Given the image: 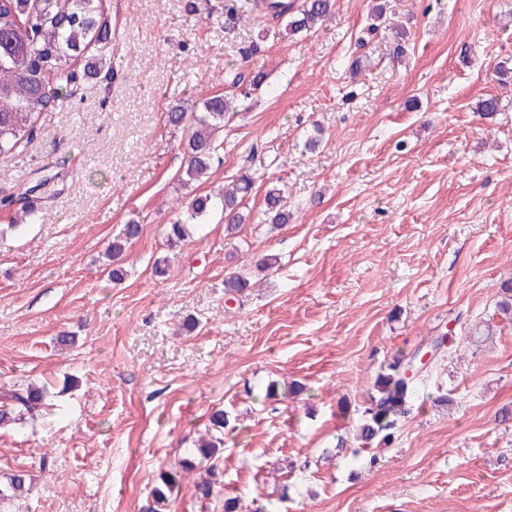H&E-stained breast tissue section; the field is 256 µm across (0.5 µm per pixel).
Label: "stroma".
Returning <instances> with one entry per match:
<instances>
[{"instance_id": "stroma-1", "label": "stroma", "mask_w": 512, "mask_h": 512, "mask_svg": "<svg viewBox=\"0 0 512 512\" xmlns=\"http://www.w3.org/2000/svg\"><path fill=\"white\" fill-rule=\"evenodd\" d=\"M369 3L336 0L324 29L265 40V17L225 29L224 0H103L108 38L72 63L70 107L0 156V198L66 160L34 193L36 219L0 206V387L53 394L44 419L0 429V480L30 485L0 512H144L182 461L170 512H200L196 446L217 409V489L246 512H512V320L497 309L512 284V77L496 69L512 67V0H388L409 31L401 56L380 34L359 46ZM255 40L264 85L226 115L206 178L183 185L185 133L166 113L228 94ZM244 172L257 181L235 237L214 212L168 244L178 204ZM272 187L280 228L259 221ZM130 223L141 234L115 282L103 253ZM266 255L277 263L258 271ZM231 272L249 288L227 294ZM448 330L366 466L353 434L381 365ZM294 383L296 398L265 400Z\"/></svg>"}]
</instances>
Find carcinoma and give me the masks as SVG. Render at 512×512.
Instances as JSON below:
<instances>
[{"label": "carcinoma", "instance_id": "cac0c4a2", "mask_svg": "<svg viewBox=\"0 0 512 512\" xmlns=\"http://www.w3.org/2000/svg\"><path fill=\"white\" fill-rule=\"evenodd\" d=\"M251 8L274 20H284L282 27L273 31L276 38L295 36L320 28L332 12L333 0H254ZM245 19L241 0H224V28H235ZM391 32L395 49L404 51L408 38L405 28L390 23L386 8L379 4L370 14L366 34L373 36L379 28ZM108 29L101 11L100 0H0V155L8 156L22 143L29 142L37 131L39 118L48 111L50 103L70 106V85L74 73L67 65L84 54L96 41L107 39ZM261 71L237 68L233 72L231 87L238 89L246 99L263 85ZM234 99L213 96L202 101L201 110L188 114L175 107L167 113L171 126L188 127L185 142L188 164L183 178L190 184L202 177L210 168L214 156L223 148L215 133L224 127V117L234 111ZM254 177L243 173L224 192L201 195L183 206V217L169 225L168 242L183 239L187 226L210 212L224 214L225 231L233 234L244 222L240 205L252 190ZM49 184L44 178L34 186H21L5 197L0 204L17 207L26 217L34 215L30 195ZM266 224L288 223V214L280 207V193L271 189L266 195ZM140 234V226L127 224L122 237L112 241L107 256L112 262L109 276L114 281L124 278L119 259L126 245ZM414 355L398 354L381 366L373 391L363 406L362 418L356 428L354 442L360 448L389 445L401 419L411 410L414 376L410 375ZM47 407L46 392L33 382L15 383L11 388H0V427L17 424L23 419L41 415ZM223 438L204 442L197 453L210 460L209 478L195 484L197 500L211 510L217 500L214 491L219 445ZM26 477L21 473L10 475L7 485L0 486V500L23 495ZM179 484L178 469L170 468L161 474V483L150 492L146 512H165L169 499Z\"/></svg>", "mask_w": 512, "mask_h": 512}]
</instances>
